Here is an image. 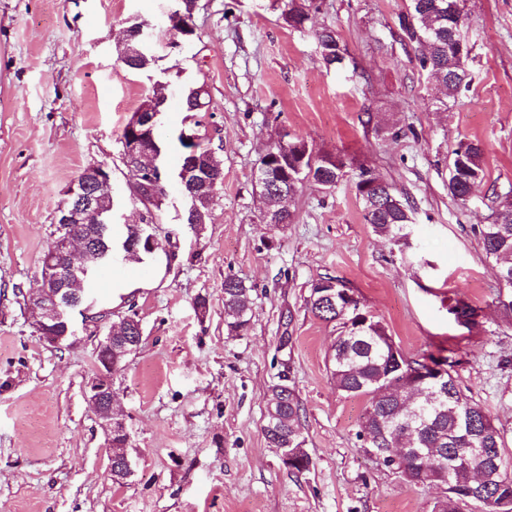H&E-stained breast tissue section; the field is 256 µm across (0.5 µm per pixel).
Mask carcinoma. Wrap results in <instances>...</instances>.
Wrapping results in <instances>:
<instances>
[{
    "label": "carcinoma",
    "instance_id": "carcinoma-1",
    "mask_svg": "<svg viewBox=\"0 0 512 512\" xmlns=\"http://www.w3.org/2000/svg\"><path fill=\"white\" fill-rule=\"evenodd\" d=\"M465 0H410L409 12L399 16L403 37L414 46L421 70L443 87L446 95L454 97L468 88L466 61L471 47L463 34L466 20ZM307 0H284L282 16L293 29L305 27ZM319 53L325 64L342 62V48L334 29L324 27L315 33ZM465 45L464 62L454 70L448 63ZM288 154L293 157L308 155L296 188L286 195L255 183L265 199L266 209L285 210L287 200L295 198L298 189L308 181L322 187L332 178L351 176L356 188L364 218L374 232L388 237L399 249L410 247L411 206L403 194L396 191L387 179L374 169L360 167L350 173L339 156L317 155L308 142L295 138L288 142ZM486 147L478 140L461 139L448 154V196L464 203L475 184L484 178ZM167 180L150 190L127 186L128 197L137 201L148 213L161 216L167 199ZM77 232L87 240L90 249L89 271L80 286L81 307L97 314L105 309L92 293L94 280L109 270L112 235L100 232L94 224H77ZM486 256L500 262L499 274L503 281L496 295L502 311L512 314V195L503 196L495 209L492 222L473 228ZM313 292L307 299L310 311L325 322H334L339 333L331 357V380L336 390L351 396L368 398L364 420L361 423L363 447H375L374 438L384 434L392 439L407 434L410 447L407 454L387 462V467L406 477L412 483L438 486L444 483L446 472L442 464L459 468V484L448 488L436 500L431 512H461L468 506L480 507L481 512H512V460L505 455L503 433L495 426L488 412L463 393L453 375H448L447 394L443 407L433 405V391L422 386L414 397L403 390L406 383L428 363L442 361L453 370L457 361L441 359L423 353L418 357L405 355L382 321L360 305L351 289L334 277H320L313 282ZM253 302L242 282L224 280V311L231 316L226 323L229 336H243L252 323ZM449 313L460 325L472 330L479 326L478 310L458 299L449 307ZM141 344L139 330L132 331L130 339L117 343L119 367L126 357ZM266 407L275 415L265 414L263 433L272 448H286L290 453L288 470L295 475L310 471L313 460L306 448L304 409L293 384L281 381L272 385L265 397ZM485 448L501 463L502 478L488 485L477 481L465 482L466 469L479 470L483 459L471 452Z\"/></svg>",
    "mask_w": 512,
    "mask_h": 512
}]
</instances>
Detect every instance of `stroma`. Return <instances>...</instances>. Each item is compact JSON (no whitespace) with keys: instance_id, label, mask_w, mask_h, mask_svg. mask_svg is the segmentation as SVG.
Listing matches in <instances>:
<instances>
[{"instance_id":"1","label":"stroma","mask_w":512,"mask_h":512,"mask_svg":"<svg viewBox=\"0 0 512 512\" xmlns=\"http://www.w3.org/2000/svg\"><path fill=\"white\" fill-rule=\"evenodd\" d=\"M305 30L282 0H199L197 36L176 42L174 0H0V512H431L434 487L410 484L359 439L367 398L336 391L328 356L336 324L306 307L311 283L342 280L409 356L452 355L463 390L504 433L512 455V317L496 305L497 264L474 227L512 190V0H466V90L443 99L398 17L410 0H317ZM148 68H121L131 26ZM333 28L345 49L326 66L314 38ZM169 108L159 130L176 143L199 124L224 169L210 220L185 224L167 183L155 261L112 267L130 277L142 342L112 379L130 434L133 472L113 482L112 450L85 396L95 338L54 348L35 333L26 295L67 186L111 166L120 223H135L121 131L156 81ZM206 83L211 112H184L182 91ZM400 137H392V130ZM348 170H379L413 209L410 249L364 219L351 180L305 185L287 224L264 221L255 172L281 132ZM485 144V176L465 203L448 196V153ZM253 300L248 335L225 332L224 280ZM205 299L198 308L197 299ZM462 298L479 327L448 312ZM293 348L278 351L286 316ZM288 374L306 416L310 472L290 474L263 433L265 395Z\"/></svg>"}]
</instances>
